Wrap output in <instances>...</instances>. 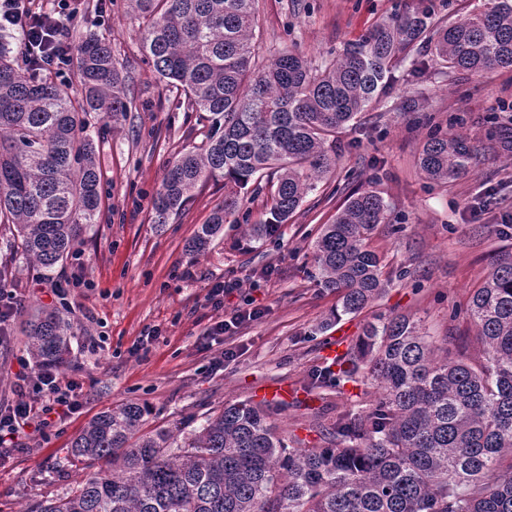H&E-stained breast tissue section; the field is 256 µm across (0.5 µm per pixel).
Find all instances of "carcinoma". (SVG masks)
I'll return each instance as SVG.
<instances>
[{
    "label": "carcinoma",
    "instance_id": "1",
    "mask_svg": "<svg viewBox=\"0 0 512 512\" xmlns=\"http://www.w3.org/2000/svg\"><path fill=\"white\" fill-rule=\"evenodd\" d=\"M159 78L206 113L205 144L171 162L153 202L163 225L210 180L224 203L188 245L197 258L247 217L240 190L269 189V217L253 240L278 235L317 183L336 168L328 136L372 110L401 64L420 49L451 71L512 70V0H481L464 17L439 22L424 0L376 23L338 57L313 65L285 50L259 61L256 0H130ZM78 89L31 61L22 31L0 33V279L22 258L45 273L99 223L103 128L130 110L128 77L111 40L75 47ZM477 148L451 129L428 135L418 157L426 178L448 181L476 163ZM388 205L366 189L323 225L313 244L319 285L339 295L336 316L362 311L386 287L382 258L368 242ZM487 358L448 351L405 315L367 323L356 343L315 375L340 392L368 374L381 392L367 411L314 413L319 442L291 448L271 422L288 403L226 404L189 433L140 432L148 409L129 402L93 417L71 441L73 460L92 469L36 512H512V255L499 257L469 300ZM73 323L52 310L26 322L35 364L57 367Z\"/></svg>",
    "mask_w": 512,
    "mask_h": 512
}]
</instances>
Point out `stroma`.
Wrapping results in <instances>:
<instances>
[{"label": "stroma", "mask_w": 512, "mask_h": 512, "mask_svg": "<svg viewBox=\"0 0 512 512\" xmlns=\"http://www.w3.org/2000/svg\"><path fill=\"white\" fill-rule=\"evenodd\" d=\"M416 0H258L254 40L265 59L288 48L313 63L341 54L377 22ZM112 41V55L130 78L133 106L100 142L102 215L74 255L52 277L16 263L11 281L24 307L0 346V409L15 402V374L30 363L22 327L38 307L71 319L61 381L82 388L79 411L47 428L28 450L0 459V512H32L44 498L69 492L85 472L68 452L71 440L99 411L147 404L143 428L168 429L188 417L204 420L225 404L252 401L270 383L291 387L277 426L283 436L309 438L304 400L323 398L330 412L368 409L379 392L336 393L312 384L326 365L331 340L356 338L375 318L401 314L474 363L485 349L467 314L470 295L495 260L512 252V70L482 76L451 73L426 61L419 73L402 64L376 109L337 129L336 170L281 225L277 243L252 244L244 224H228L199 259L187 244L224 201L223 181L195 190L168 224L152 223L162 177L184 146L200 143L208 121L189 111L182 92L160 82L146 60L129 0H81L69 40ZM424 97L422 113L407 101ZM463 131L479 150L477 164L445 184L427 181L418 155L432 127ZM375 188L389 206L369 245L384 260L385 290L359 314L334 318L335 293L320 288L312 247L349 195ZM470 212H463V204ZM192 277H183L184 268ZM238 280L220 310L202 308L206 286ZM261 314L233 323L245 302ZM230 326L223 342L205 347L215 322Z\"/></svg>", "instance_id": "1"}]
</instances>
